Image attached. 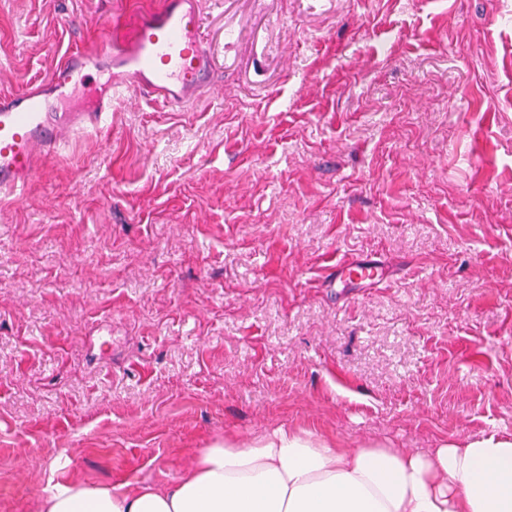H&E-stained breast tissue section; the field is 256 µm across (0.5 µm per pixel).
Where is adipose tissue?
Masks as SVG:
<instances>
[{"label":"adipose tissue","mask_w":512,"mask_h":512,"mask_svg":"<svg viewBox=\"0 0 512 512\" xmlns=\"http://www.w3.org/2000/svg\"><path fill=\"white\" fill-rule=\"evenodd\" d=\"M39 512H512V435L422 451L284 428L200 449L167 485L56 483Z\"/></svg>","instance_id":"1"}]
</instances>
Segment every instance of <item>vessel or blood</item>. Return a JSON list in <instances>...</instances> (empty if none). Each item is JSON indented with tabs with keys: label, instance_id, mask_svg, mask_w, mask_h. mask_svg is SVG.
I'll return each mask as SVG.
<instances>
[{
	"label": "vessel or blood",
	"instance_id": "vessel-or-blood-1",
	"mask_svg": "<svg viewBox=\"0 0 512 512\" xmlns=\"http://www.w3.org/2000/svg\"><path fill=\"white\" fill-rule=\"evenodd\" d=\"M199 0H162L135 15L126 35L103 34L90 51L72 53L40 83L0 95V196H21L66 137L106 127L114 105L132 97L185 106L209 93L214 68ZM351 281L379 277L376 261L338 264Z\"/></svg>",
	"mask_w": 512,
	"mask_h": 512
}]
</instances>
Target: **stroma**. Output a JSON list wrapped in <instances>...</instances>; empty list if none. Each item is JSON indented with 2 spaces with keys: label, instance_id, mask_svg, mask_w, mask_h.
Listing matches in <instances>:
<instances>
[{
  "label": "stroma",
  "instance_id": "stroma-1",
  "mask_svg": "<svg viewBox=\"0 0 512 512\" xmlns=\"http://www.w3.org/2000/svg\"><path fill=\"white\" fill-rule=\"evenodd\" d=\"M113 2L0 0V95ZM208 2L212 96L130 101L0 199V512L279 428L512 434V0ZM337 271L351 281H373L380 276V267L376 260L367 258H351L337 266Z\"/></svg>",
  "mask_w": 512,
  "mask_h": 512
}]
</instances>
